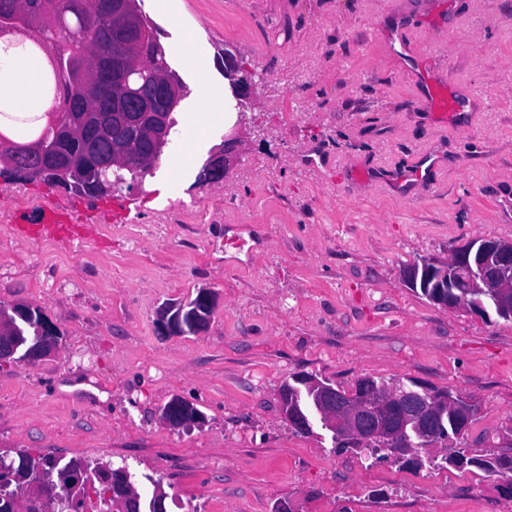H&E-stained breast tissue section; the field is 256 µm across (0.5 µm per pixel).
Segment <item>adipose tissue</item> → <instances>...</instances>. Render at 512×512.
I'll return each mask as SVG.
<instances>
[{"instance_id":"ef3b65f1","label":"adipose tissue","mask_w":512,"mask_h":512,"mask_svg":"<svg viewBox=\"0 0 512 512\" xmlns=\"http://www.w3.org/2000/svg\"><path fill=\"white\" fill-rule=\"evenodd\" d=\"M47 64V57L41 51L20 62L0 53V102L9 103L18 112L42 114L48 107L41 91ZM225 110L223 88L209 87L174 136L167 172L153 185L160 196L167 197L178 191L181 172L189 165L202 140L212 138L220 129Z\"/></svg>"}]
</instances>
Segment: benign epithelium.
<instances>
[{"label": "benign epithelium", "instance_id": "benign-epithelium-1", "mask_svg": "<svg viewBox=\"0 0 512 512\" xmlns=\"http://www.w3.org/2000/svg\"><path fill=\"white\" fill-rule=\"evenodd\" d=\"M110 27L103 36L112 43L113 66L123 69L136 54L139 41L134 34V22L129 16L128 0H108ZM56 0H35L29 5H5L0 8V31L17 32L27 27L44 30V49L50 51L52 59L58 58L57 41L49 36L54 26ZM243 67L235 52L224 49V78L228 79L237 100L238 126L254 135H259L260 126L248 116L255 107L254 78L242 75ZM69 78L91 89L96 83L91 78L90 59L86 56L68 60ZM179 93V88L166 74L157 77L156 84L148 87L139 101L127 107L122 95H112V100L98 105L100 112H130L132 120L141 127L139 145L125 143L114 146L112 152V174L120 183H140V178L149 171L159 148L169 133L170 103ZM240 137L234 133L224 137V161L216 170V180L226 179L233 169L238 155ZM0 162L29 179L42 177L46 166L56 168L61 187L76 194H83L79 180L69 181L72 171L65 162L47 155L38 143L25 146L16 144L9 137L0 135ZM128 171L127 180L120 172ZM404 281L412 288H428L432 302L448 309H462L478 316L488 315L484 307H470L463 294L448 292L450 288H490L495 292L496 312L512 319V244L492 239H474L467 246L456 249L448 260L423 259L406 267ZM173 306H164L158 315V326L167 336H174L178 330L177 318L170 317ZM9 321L7 312L0 313V361L10 359L16 352L17 342L12 328L5 326ZM297 382L308 389L314 406L326 424L341 441L358 439L370 434L384 436L397 445L401 440L402 425L410 423L420 438L434 445L438 435V420L448 401L434 397L427 388L418 384L407 386L395 382L379 390L368 379H362L353 389L347 391L324 384L314 378H299ZM43 489L42 501L47 512L66 509L70 503L63 500L55 489L40 483Z\"/></svg>", "mask_w": 512, "mask_h": 512}]
</instances>
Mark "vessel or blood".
<instances>
[{
	"mask_svg": "<svg viewBox=\"0 0 512 512\" xmlns=\"http://www.w3.org/2000/svg\"><path fill=\"white\" fill-rule=\"evenodd\" d=\"M390 43L397 58L407 63L412 75L420 87V106L436 117L449 120L453 124H461L469 112L475 111L476 105L458 83L442 84L437 82L426 66L420 62L410 61L408 50L409 37L404 28L397 27L388 32ZM18 233L38 238H68L79 236L78 228L73 224L67 213L52 208L44 209L40 222L36 225L22 224Z\"/></svg>",
	"mask_w": 512,
	"mask_h": 512,
	"instance_id": "b4317fda",
	"label": "vessel or blood"
}]
</instances>
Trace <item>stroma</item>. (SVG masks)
I'll return each mask as SVG.
<instances>
[{"label":"stroma","mask_w":512,"mask_h":512,"mask_svg":"<svg viewBox=\"0 0 512 512\" xmlns=\"http://www.w3.org/2000/svg\"><path fill=\"white\" fill-rule=\"evenodd\" d=\"M159 0L143 13L170 47L186 29L203 74L171 62L198 100L224 84L225 48L255 75L261 136L245 139L223 183L158 197L156 164L140 190L96 204L60 188L0 183V305L41 308L58 353L0 362V448L127 465L159 479L169 512H497L500 480L444 462L366 466L321 426L303 435L280 387L312 375L344 388L364 377L412 379L475 398L469 455L512 441V321L436 305L401 273L447 260L474 238L512 241V0ZM415 27L416 56L482 109L453 128L418 109V89L382 31ZM428 165L429 178L400 174ZM71 214L82 244L35 240L44 197ZM217 298L205 331L165 336L169 301ZM201 423L161 418L171 398ZM409 495L396 502L393 489Z\"/></svg>","instance_id":"obj_1"}]
</instances>
